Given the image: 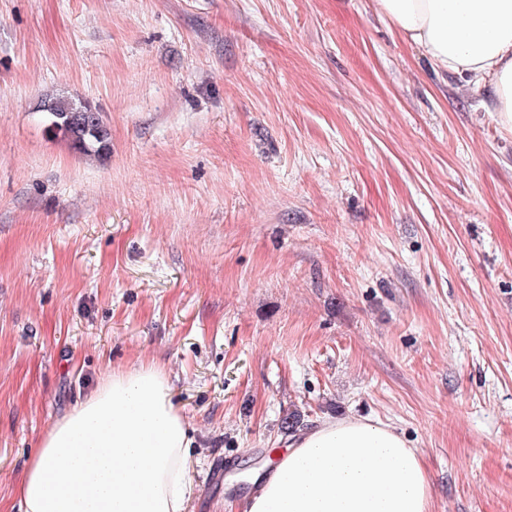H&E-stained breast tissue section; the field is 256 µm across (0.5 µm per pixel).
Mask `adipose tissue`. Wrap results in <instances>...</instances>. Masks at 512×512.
<instances>
[{
	"label": "adipose tissue",
	"instance_id": "1",
	"mask_svg": "<svg viewBox=\"0 0 512 512\" xmlns=\"http://www.w3.org/2000/svg\"><path fill=\"white\" fill-rule=\"evenodd\" d=\"M437 68L490 86L512 133V0H376ZM164 368L106 372L51 425L17 487L20 512H185L188 424ZM419 449L390 425L327 418L290 435L258 477L244 512H430Z\"/></svg>",
	"mask_w": 512,
	"mask_h": 512
}]
</instances>
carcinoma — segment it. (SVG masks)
<instances>
[{
  "label": "carcinoma",
  "mask_w": 512,
  "mask_h": 512,
  "mask_svg": "<svg viewBox=\"0 0 512 512\" xmlns=\"http://www.w3.org/2000/svg\"><path fill=\"white\" fill-rule=\"evenodd\" d=\"M90 108L92 105L78 96H58L44 101V110L51 116L56 133L80 151L104 155L111 149L107 127L102 123L88 126L79 119L80 112Z\"/></svg>",
  "instance_id": "carcinoma-1"
}]
</instances>
